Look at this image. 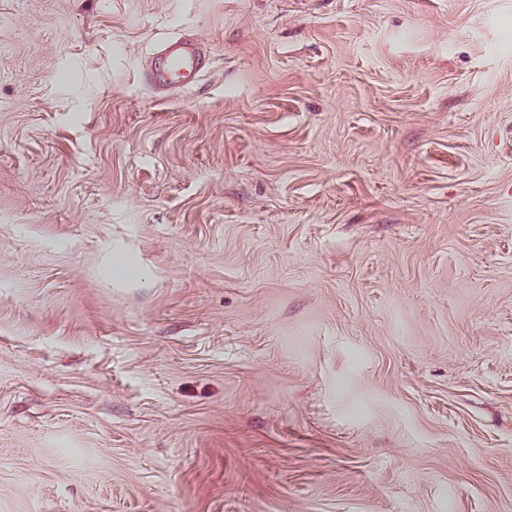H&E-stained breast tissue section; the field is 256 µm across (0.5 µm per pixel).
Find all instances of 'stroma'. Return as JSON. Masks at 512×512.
<instances>
[{"label":"stroma","mask_w":512,"mask_h":512,"mask_svg":"<svg viewBox=\"0 0 512 512\" xmlns=\"http://www.w3.org/2000/svg\"><path fill=\"white\" fill-rule=\"evenodd\" d=\"M0 512H512V0H0ZM204 55L197 41L182 35L163 42L145 73L147 84L155 90H169L175 84L193 85L204 71Z\"/></svg>","instance_id":"1"}]
</instances>
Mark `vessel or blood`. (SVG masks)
<instances>
[{"label": "vessel or blood", "mask_w": 512, "mask_h": 512, "mask_svg": "<svg viewBox=\"0 0 512 512\" xmlns=\"http://www.w3.org/2000/svg\"><path fill=\"white\" fill-rule=\"evenodd\" d=\"M204 55L197 41L182 35L163 42L145 73L147 84L156 90L193 85L204 71Z\"/></svg>", "instance_id": "1"}]
</instances>
